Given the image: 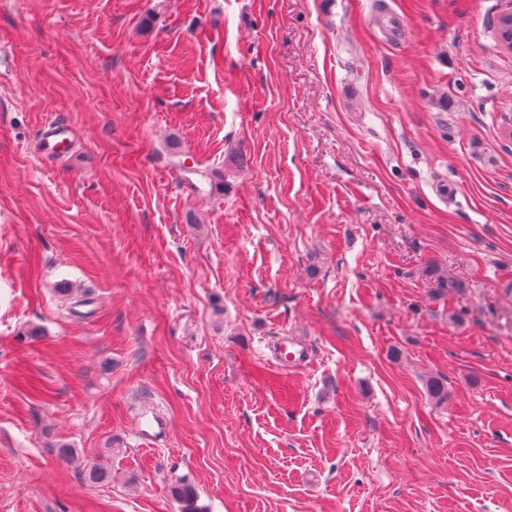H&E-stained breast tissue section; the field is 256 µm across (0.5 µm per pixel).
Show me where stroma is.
<instances>
[{"label": "stroma", "mask_w": 512, "mask_h": 512, "mask_svg": "<svg viewBox=\"0 0 512 512\" xmlns=\"http://www.w3.org/2000/svg\"><path fill=\"white\" fill-rule=\"evenodd\" d=\"M511 12L0 0V512H512ZM312 354L309 344L289 339L277 352L278 361L284 368L306 364ZM170 494L180 503L181 512H205L197 504V493L192 485L178 482L171 485Z\"/></svg>", "instance_id": "obj_1"}]
</instances>
